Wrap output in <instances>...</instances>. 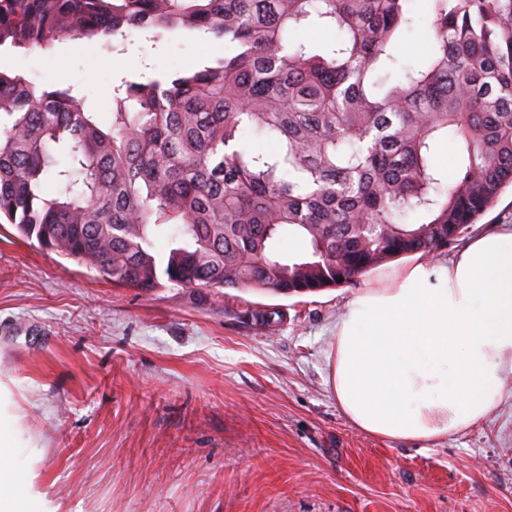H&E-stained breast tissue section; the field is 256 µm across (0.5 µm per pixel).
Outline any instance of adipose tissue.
Segmentation results:
<instances>
[{
    "label": "adipose tissue",
    "mask_w": 512,
    "mask_h": 512,
    "mask_svg": "<svg viewBox=\"0 0 512 512\" xmlns=\"http://www.w3.org/2000/svg\"><path fill=\"white\" fill-rule=\"evenodd\" d=\"M332 387L363 433L438 441L478 426L512 379V226L471 239L452 259L390 265L336 320ZM0 429V512H26Z\"/></svg>",
    "instance_id": "obj_1"
}]
</instances>
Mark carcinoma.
<instances>
[{"instance_id": "1", "label": "carcinoma", "mask_w": 512, "mask_h": 512, "mask_svg": "<svg viewBox=\"0 0 512 512\" xmlns=\"http://www.w3.org/2000/svg\"><path fill=\"white\" fill-rule=\"evenodd\" d=\"M411 2L0 0V50L132 29L234 47L123 80L106 126L72 90L0 71V218L145 291L288 295L432 254L512 184V0H426L428 49L401 67ZM295 26L340 38L293 45ZM246 128L275 149H253ZM450 131L451 181L435 163ZM290 238L303 249L284 253Z\"/></svg>"}]
</instances>
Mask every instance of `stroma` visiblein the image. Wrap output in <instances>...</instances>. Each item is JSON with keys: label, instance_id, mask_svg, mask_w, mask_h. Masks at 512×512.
I'll list each match as a JSON object with an SVG mask.
<instances>
[{"label": "stroma", "instance_id": "35a3bbf8", "mask_svg": "<svg viewBox=\"0 0 512 512\" xmlns=\"http://www.w3.org/2000/svg\"><path fill=\"white\" fill-rule=\"evenodd\" d=\"M0 54L107 119L122 78L230 46L128 32ZM370 280L271 295L122 287L0 224V425L28 512H512V390L481 425L383 440L336 404V319ZM275 309L270 324L258 310Z\"/></svg>", "mask_w": 512, "mask_h": 512}]
</instances>
